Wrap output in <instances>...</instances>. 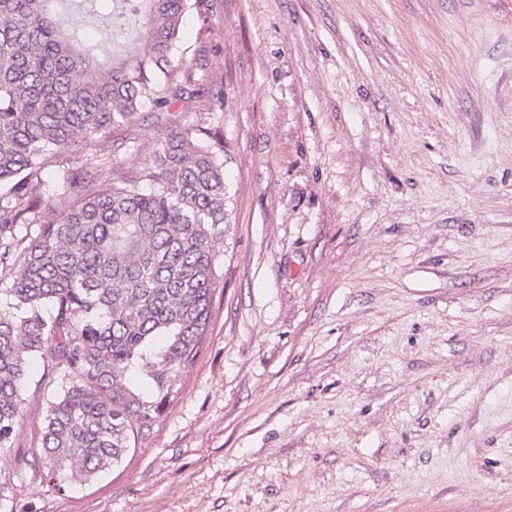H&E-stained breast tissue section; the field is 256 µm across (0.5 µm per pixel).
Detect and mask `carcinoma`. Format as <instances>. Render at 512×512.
Returning <instances> with one entry per match:
<instances>
[{"instance_id": "obj_1", "label": "carcinoma", "mask_w": 512, "mask_h": 512, "mask_svg": "<svg viewBox=\"0 0 512 512\" xmlns=\"http://www.w3.org/2000/svg\"><path fill=\"white\" fill-rule=\"evenodd\" d=\"M62 0H0V263L12 224H39L23 271L0 285V448L11 447L37 359L61 391L41 454L56 480L88 482L150 429L208 335L217 245L230 201L212 129L168 136L120 186L79 194L45 217L35 191L47 157L199 93L175 75L180 29L206 0H112V53L58 19ZM106 65L104 76L89 72Z\"/></svg>"}]
</instances>
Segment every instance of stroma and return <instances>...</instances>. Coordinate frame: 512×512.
I'll return each instance as SVG.
<instances>
[{
  "instance_id": "stroma-1",
  "label": "stroma",
  "mask_w": 512,
  "mask_h": 512,
  "mask_svg": "<svg viewBox=\"0 0 512 512\" xmlns=\"http://www.w3.org/2000/svg\"><path fill=\"white\" fill-rule=\"evenodd\" d=\"M181 50L198 97L49 160L38 198L219 131L207 339L85 484L41 458L40 358L0 512H512V0H209Z\"/></svg>"
}]
</instances>
